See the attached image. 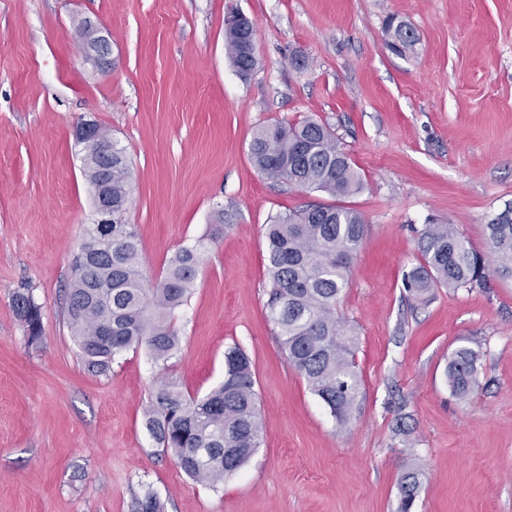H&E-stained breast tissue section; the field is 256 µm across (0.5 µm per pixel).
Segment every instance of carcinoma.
I'll list each match as a JSON object with an SVG mask.
<instances>
[{
    "label": "carcinoma",
    "mask_w": 512,
    "mask_h": 512,
    "mask_svg": "<svg viewBox=\"0 0 512 512\" xmlns=\"http://www.w3.org/2000/svg\"><path fill=\"white\" fill-rule=\"evenodd\" d=\"M389 48L403 54L419 42L415 29L389 20ZM225 43L233 67L245 72L256 59L245 30L225 23ZM82 144L83 173L112 196V239L98 224L84 229L79 254L71 266L67 313L73 338L88 370L106 374L129 349H144L166 362L179 349L172 314L188 302L197 278L204 240L180 247L159 278L142 272L138 233L124 220L132 176L126 150L112 143L106 160L96 142ZM251 159L262 175L299 189L325 193L334 204H314L277 214L266 225L268 299L266 307L288 364L330 410L338 424L353 414L361 379L356 371V335L338 314L341 294L366 233L362 215L340 204L360 192L363 182L352 161L324 124L307 118L275 121L256 131ZM423 262L403 274L404 288L415 299L437 288H466L482 283L487 268L482 255L452 224L415 229ZM486 243L495 257L494 273L512 278V203L485 225ZM13 309L27 342L42 339L41 306L30 291L13 296ZM480 354L467 346L448 360L446 378L455 396L466 399L478 382ZM146 425L164 451L196 482L215 488L240 470L259 447L262 426L251 362L231 349L225 354L224 380L196 398L161 381L150 397ZM420 488V472L410 466L398 482L400 512H410ZM153 494L134 501V512H163Z\"/></svg>",
    "instance_id": "1"
}]
</instances>
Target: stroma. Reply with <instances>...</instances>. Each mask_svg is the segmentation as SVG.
Returning <instances> with one entry per match:
<instances>
[{
  "label": "stroma",
  "instance_id": "35a3bbf8",
  "mask_svg": "<svg viewBox=\"0 0 512 512\" xmlns=\"http://www.w3.org/2000/svg\"><path fill=\"white\" fill-rule=\"evenodd\" d=\"M254 25L257 64L227 55L229 13ZM410 23L394 54L384 21ZM92 20L112 71L81 55ZM305 67H297L296 57ZM318 120L364 180L346 200L368 225L339 314L355 328L361 394L348 426L292 369L266 310L271 216L328 195L263 176L256 129ZM107 127L134 185L125 218L159 277L181 246L228 228L172 315L167 365L127 350L90 372L67 318L70 265L94 199L76 128ZM512 202V0H0V512H398L397 484L422 471L413 512H512V279L412 298L416 228L455 225L480 253L484 226ZM27 288L43 337L12 309ZM481 355L479 385L445 377L459 346ZM250 358L260 445L218 488L189 478L148 431L159 379L202 396L224 354Z\"/></svg>",
  "mask_w": 512,
  "mask_h": 512
}]
</instances>
